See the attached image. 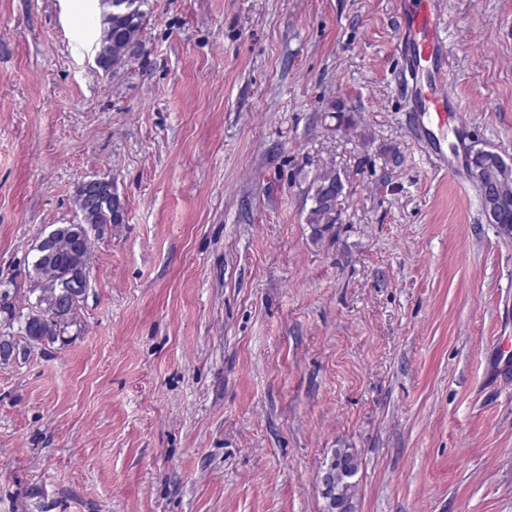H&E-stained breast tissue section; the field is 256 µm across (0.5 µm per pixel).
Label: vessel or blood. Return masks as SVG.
<instances>
[{"label": "vessel or blood", "mask_w": 512, "mask_h": 512, "mask_svg": "<svg viewBox=\"0 0 512 512\" xmlns=\"http://www.w3.org/2000/svg\"><path fill=\"white\" fill-rule=\"evenodd\" d=\"M440 0H399V48L402 66L410 78L419 72L432 76L416 87L417 122L420 129L436 127L430 136L431 149L440 165H447L441 131L457 122L459 104L443 88L449 54L440 28Z\"/></svg>", "instance_id": "obj_1"}]
</instances>
